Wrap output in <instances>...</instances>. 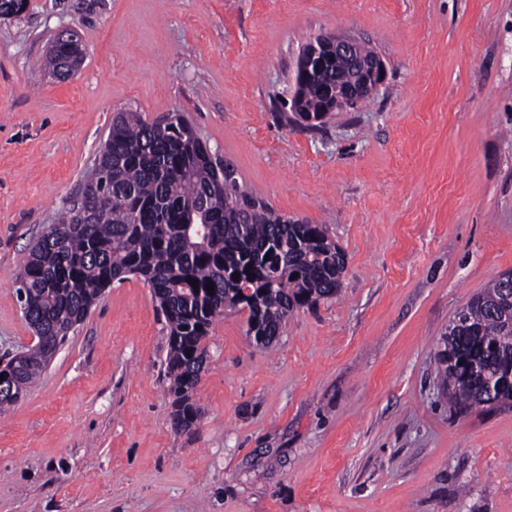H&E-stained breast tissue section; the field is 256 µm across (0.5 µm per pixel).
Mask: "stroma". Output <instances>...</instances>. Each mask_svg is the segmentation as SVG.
<instances>
[{"mask_svg":"<svg viewBox=\"0 0 512 512\" xmlns=\"http://www.w3.org/2000/svg\"><path fill=\"white\" fill-rule=\"evenodd\" d=\"M76 30L64 81L42 65ZM369 43L388 76L314 128L286 121L303 45ZM182 113L241 185L324 224L339 294L269 346L207 338L190 433L168 333L135 276L106 288L0 417V512H512V406L448 409L434 357L512 270V0H29L0 18V357L36 337L15 273L116 112Z\"/></svg>","mask_w":512,"mask_h":512,"instance_id":"stroma-1","label":"stroma"}]
</instances>
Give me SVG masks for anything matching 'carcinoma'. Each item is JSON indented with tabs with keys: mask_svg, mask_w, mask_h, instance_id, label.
<instances>
[{
	"mask_svg": "<svg viewBox=\"0 0 512 512\" xmlns=\"http://www.w3.org/2000/svg\"><path fill=\"white\" fill-rule=\"evenodd\" d=\"M27 5L0 0V17L18 16ZM81 54L77 38L58 37L45 64ZM349 79V72L333 68L297 84L295 94L306 111L317 114L324 104L322 86ZM248 195L237 179L224 177L182 113L149 123L132 110L118 112L78 203L34 241L15 279L37 342L17 365L4 366V379L14 382L15 391L0 396V412L41 376L50 352L103 290L133 275L151 289L164 316L173 424L191 431L202 415L194 395L215 318L226 310L248 312L246 334L267 346L293 313L335 297L345 273L344 253L327 225L285 218L260 197L248 209L235 206ZM83 203L102 210L96 223L78 222ZM202 222L210 230L199 237L195 230ZM504 295L497 279L469 300V325L448 326L444 351L435 356L436 374L458 409L512 405L511 383L485 390L486 379L512 367V347L503 344ZM476 359L483 364L481 376L468 370Z\"/></svg>",
	"mask_w": 512,
	"mask_h": 512,
	"instance_id": "obj_1",
	"label": "carcinoma"
}]
</instances>
